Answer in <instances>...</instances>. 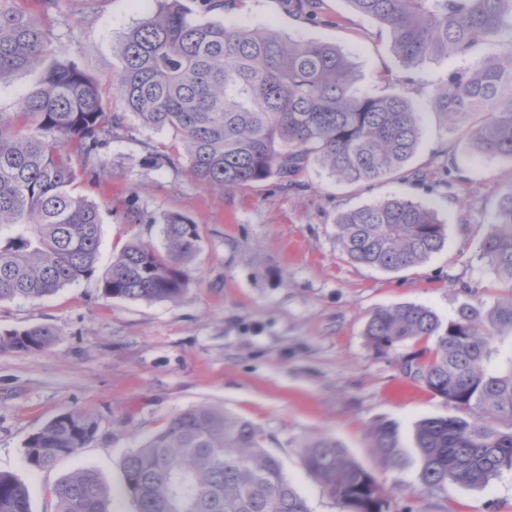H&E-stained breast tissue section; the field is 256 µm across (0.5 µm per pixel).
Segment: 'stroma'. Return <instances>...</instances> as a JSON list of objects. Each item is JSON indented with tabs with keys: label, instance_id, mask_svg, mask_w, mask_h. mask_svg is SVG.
Returning a JSON list of instances; mask_svg holds the SVG:
<instances>
[{
	"label": "stroma",
	"instance_id": "obj_1",
	"mask_svg": "<svg viewBox=\"0 0 512 512\" xmlns=\"http://www.w3.org/2000/svg\"><path fill=\"white\" fill-rule=\"evenodd\" d=\"M181 2L202 22L270 27L336 45L355 66L359 92H407L423 127L409 166L427 177L348 186L313 164L288 188L272 178L250 190L224 191L201 184L188 167L155 166L151 147L172 137L132 116L97 163L84 162L70 146L78 191L103 215L98 274L38 301L0 302V334L41 324L56 333L44 349H0V472L29 487L32 512H50L46 487L89 468L114 489L112 512H134L119 493L123 454L179 413L210 405L262 432L310 512H340L301 455V446L318 437L338 441L377 471L389 512H512V471L483 488L451 484L427 491L413 470L378 471L367 435L380 421L397 422L407 433L417 420L458 413L403 372V359L417 354L419 345L386 355L368 345L364 329L373 312L416 304L445 322L462 302L496 299L481 246L498 193L512 187V161L477 154L429 105L430 89L450 71L473 65V58L406 68L389 29L354 12L347 0H324L322 15L313 20L296 16L290 0H224L220 13L204 12L198 0ZM157 7L156 0H60L55 11L40 15L53 33L49 54L94 75L111 111H122L112 97L116 48ZM448 155L459 176L450 186L441 181ZM392 197L433 208L446 227L444 248L400 272L352 262L337 238L338 214ZM133 205L147 223L130 222ZM170 212L199 226L187 291L173 302L104 298L99 274L133 239L162 246L159 223ZM73 408L96 419V438L55 469L33 470L26 440Z\"/></svg>",
	"mask_w": 512,
	"mask_h": 512
}]
</instances>
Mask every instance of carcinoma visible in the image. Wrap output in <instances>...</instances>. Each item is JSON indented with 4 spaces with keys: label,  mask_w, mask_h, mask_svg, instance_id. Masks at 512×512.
I'll return each mask as SVG.
<instances>
[{
    "label": "carcinoma",
    "mask_w": 512,
    "mask_h": 512,
    "mask_svg": "<svg viewBox=\"0 0 512 512\" xmlns=\"http://www.w3.org/2000/svg\"><path fill=\"white\" fill-rule=\"evenodd\" d=\"M392 35L402 64L470 56L512 29V0H348ZM52 34L34 16L0 0V83L39 73L14 112L0 111V302L40 300L94 276L103 217L75 192L79 178L68 145L85 162L126 129L127 114L171 133L183 152L155 147L153 163H185L201 183L247 190L271 178L284 186L311 164L348 185L382 180L406 168L421 125L403 93L371 95L354 88V68L332 44L295 40L273 28L200 23L181 0H159L156 12L124 34L110 112L97 81L67 62L42 67ZM439 120L466 128L472 148L512 160V40L477 66L453 70L431 92ZM350 260L399 272L439 252L445 225L421 203L392 198L347 211L336 220ZM163 248L127 244L102 277L108 299L174 301L189 283L199 227L189 217H163ZM482 257L501 297L463 303L444 324L428 307L399 304L376 310L368 345L387 353L406 342L431 341L429 360L413 378L463 412L417 421L409 436L388 422L369 431L384 468L412 466L426 490L450 483L484 487L512 471V355L489 367L494 344L512 339V188L499 193ZM48 325L0 335V347H48ZM97 421L74 408L25 443L29 466L49 471L92 442ZM305 466L341 512H388L378 479L328 438L301 446ZM123 491L135 512H308L280 460L248 420L197 406L174 417L121 458ZM54 512H112V490L89 469L46 488ZM0 512H32L28 487L0 472Z\"/></svg>",
    "instance_id": "cac0c4a2"
}]
</instances>
